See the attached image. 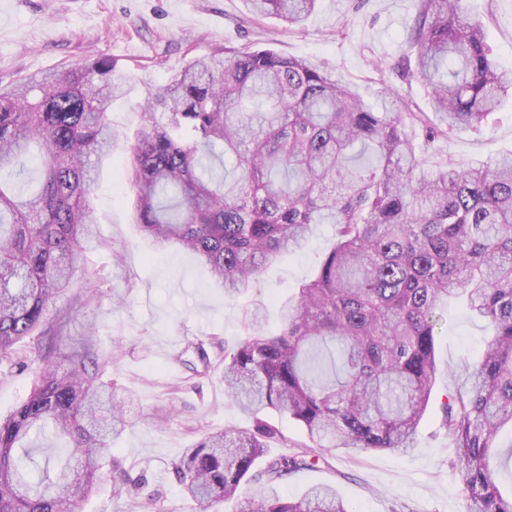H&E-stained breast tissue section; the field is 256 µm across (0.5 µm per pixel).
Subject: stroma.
Wrapping results in <instances>:
<instances>
[{
    "label": "stroma",
    "mask_w": 512,
    "mask_h": 512,
    "mask_svg": "<svg viewBox=\"0 0 512 512\" xmlns=\"http://www.w3.org/2000/svg\"><path fill=\"white\" fill-rule=\"evenodd\" d=\"M416 4L319 0L305 24L291 28L275 17L252 14L246 0H0V86L100 58L128 79L127 95L109 107L119 139L92 195L101 245L85 262L95 272L98 297L81 307L64 294L47 317L55 319L63 310L71 315L61 348L77 344L90 322L101 349L120 346V358L103 379L117 392H132L136 404L112 454L132 479L144 480L155 512H194L172 463L200 431L254 425L225 396L219 374L191 375L178 355L187 343L208 341L213 334L235 342L244 331L247 299L266 300L311 278L334 228L318 225L301 251L264 271L248 298L225 301L193 253L173 247L155 254L137 230L134 195L123 177L128 147L141 125V99L195 59L229 46L325 63L374 106H381L379 92L387 84L405 107L430 112L425 88L401 79L397 70ZM464 8L483 21L496 63L512 69V0H464ZM511 151L512 97L487 129L437 140L425 160L430 167L446 157L479 164ZM117 250L123 254L119 263L113 257ZM446 318L435 346L441 373L414 448L405 454L328 452L325 463L285 477L278 485L283 495L330 484L353 512H466L454 449L441 426V398L446 390L464 389L467 367L488 331L460 307H449ZM159 406L170 416L158 429L148 415Z\"/></svg>",
    "instance_id": "35a3bbf8"
}]
</instances>
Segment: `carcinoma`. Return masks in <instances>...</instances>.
<instances>
[{"mask_svg": "<svg viewBox=\"0 0 512 512\" xmlns=\"http://www.w3.org/2000/svg\"><path fill=\"white\" fill-rule=\"evenodd\" d=\"M257 15L298 26L318 0H247ZM415 66L403 79L427 87L437 121L396 103L378 110L333 68L271 50L224 47L146 93L130 146L127 181L136 225L158 250L179 246L205 263L224 298L254 287L267 265L297 252L320 224L333 246L313 278L279 304L281 326L266 328V306L244 311L248 332L224 351V393L255 419L252 430L204 431L173 463L198 512L243 499L239 512H348L330 485L284 499L276 485L346 454L414 447L435 384L437 326L448 302L463 301L491 336L470 386L442 403L468 512H512L491 460L512 465V153L465 167L452 158L426 170L430 141L479 128L512 95V71L491 57L481 20L463 0H418L410 32ZM125 84L105 59L77 63L0 88V381L25 337L60 336L69 312H46L69 288L97 294L81 264L92 246L90 196L118 133L105 104ZM429 138L417 146L407 125ZM33 163L38 184L14 177ZM205 377L211 361L192 345ZM33 385L0 417V512H78L104 477L113 491L140 494L118 459L103 460L126 430L125 402L101 380L119 350L94 336L62 353L28 349ZM299 423L310 444L267 456L279 430L260 414ZM69 438L63 464L35 476L27 463L33 431Z\"/></svg>", "mask_w": 512, "mask_h": 512, "instance_id": "cac0c4a2", "label": "carcinoma"}]
</instances>
